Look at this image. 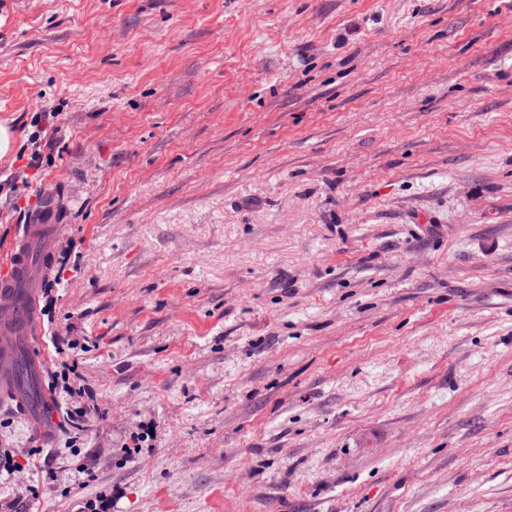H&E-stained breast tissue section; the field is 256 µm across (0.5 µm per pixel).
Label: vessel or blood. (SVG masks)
I'll list each match as a JSON object with an SVG mask.
<instances>
[{
  "mask_svg": "<svg viewBox=\"0 0 512 512\" xmlns=\"http://www.w3.org/2000/svg\"><path fill=\"white\" fill-rule=\"evenodd\" d=\"M61 230V225L32 219L0 258V399L14 405L19 415L43 434L54 431V402L45 392L39 398H30L20 386L11 362L23 352L31 362L32 372H42L43 360L36 352L42 334L39 299L50 272L49 245Z\"/></svg>",
  "mask_w": 512,
  "mask_h": 512,
  "instance_id": "obj_1",
  "label": "vessel or blood"
}]
</instances>
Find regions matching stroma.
<instances>
[{
    "label": "stroma",
    "mask_w": 512,
    "mask_h": 512,
    "mask_svg": "<svg viewBox=\"0 0 512 512\" xmlns=\"http://www.w3.org/2000/svg\"><path fill=\"white\" fill-rule=\"evenodd\" d=\"M0 123V512H512V0H0ZM62 225L45 224L35 217L25 224L0 261V399L15 405L19 415L42 434L54 431V402L46 390L36 400L19 385L11 368L13 357L19 371L39 379L43 360L36 343L42 334L39 299L44 280L50 272V243L60 234ZM29 358H27V356ZM31 388L36 395L37 380L30 372ZM77 346L75 343L70 342L67 344V348L57 346V363L63 368V370H67L68 374L66 376V372H64L63 383L62 386L63 391L69 398L74 397L75 395L81 396L84 394V385L82 384L83 377L80 373H78V362L72 358L73 354L70 352L71 350L76 349ZM70 374H73V379L70 381Z\"/></svg>",
    "instance_id": "obj_1"
}]
</instances>
